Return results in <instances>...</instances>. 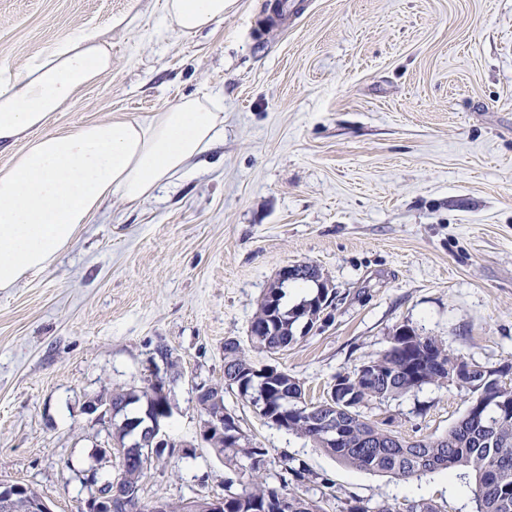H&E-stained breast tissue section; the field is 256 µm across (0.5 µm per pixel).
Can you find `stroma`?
I'll return each mask as SVG.
<instances>
[{"label":"stroma","mask_w":512,"mask_h":512,"mask_svg":"<svg viewBox=\"0 0 512 512\" xmlns=\"http://www.w3.org/2000/svg\"><path fill=\"white\" fill-rule=\"evenodd\" d=\"M164 0H0V66L92 27L112 70L49 129L150 120L181 99L222 97L224 140L156 197L112 196L50 267L0 292V482L52 512H86L111 472L109 424L87 401L167 381L170 440L191 459L152 462L142 498L220 497L230 471L200 438L195 388L224 379V342L250 321L279 270L320 268L336 298L258 366L299 379L306 402L386 349L401 325L484 366L512 364V0H235L193 36ZM167 345L171 361L156 349ZM251 444L304 460L349 497L467 512L470 485L358 471L271 427L234 392ZM467 397L448 386L363 410L406 438L439 436Z\"/></svg>","instance_id":"obj_1"}]
</instances>
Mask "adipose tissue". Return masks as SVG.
Here are the masks:
<instances>
[{
    "label": "adipose tissue",
    "mask_w": 512,
    "mask_h": 512,
    "mask_svg": "<svg viewBox=\"0 0 512 512\" xmlns=\"http://www.w3.org/2000/svg\"><path fill=\"white\" fill-rule=\"evenodd\" d=\"M229 0H164L166 19L194 35L223 20ZM112 68L97 30L77 31L24 71L0 69V145H18L0 169V291L46 269L112 195L139 202L187 176L224 139L220 98H186L151 120L103 118L46 131L54 112Z\"/></svg>",
    "instance_id": "1"
}]
</instances>
